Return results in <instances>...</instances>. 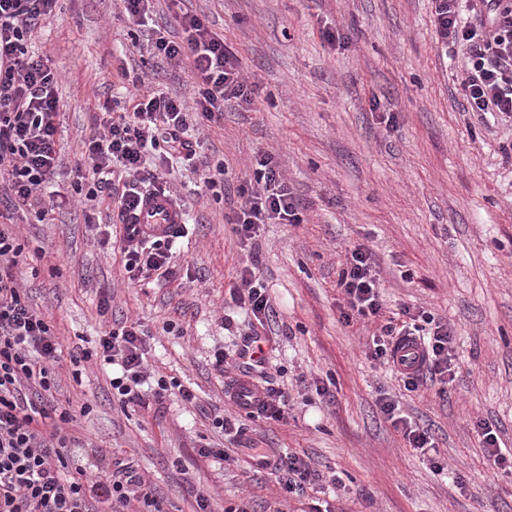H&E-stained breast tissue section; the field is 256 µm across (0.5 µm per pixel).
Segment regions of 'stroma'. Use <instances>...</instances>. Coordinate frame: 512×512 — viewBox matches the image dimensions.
I'll return each instance as SVG.
<instances>
[{
  "mask_svg": "<svg viewBox=\"0 0 512 512\" xmlns=\"http://www.w3.org/2000/svg\"><path fill=\"white\" fill-rule=\"evenodd\" d=\"M234 51L259 89L246 111L200 129L199 169L224 163L222 197L198 190L197 171L175 169L172 188L187 232L160 284L129 283L103 240L120 226L111 202L87 215L71 170L93 113L128 89L162 88L190 101L192 74L147 53L153 27L177 39L171 0H154L152 27L123 18L120 0H60L30 51L60 73L57 205L45 221H17L31 301L61 342L59 399L75 429L133 462L165 507L194 512L186 474L209 487L213 512L253 500L259 512H512V473L491 466L481 429L512 448V124L468 111L461 62L436 42L433 0H185ZM273 154L305 205L299 224H265L241 243L225 217L258 153ZM367 245L384 308L378 323L344 322L337 286L346 248ZM264 283L274 316L261 330L271 387L288 392L287 422L248 420L258 447L309 457L323 479L301 497L272 478L199 457L224 447L207 416L233 411L224 388L253 328L229 290L244 266ZM107 314H99L101 298ZM423 310L455 336L456 377L447 395L409 391L390 365L371 359L378 324ZM146 335L149 368L195 393L121 410L109 373L70 355L92 348L113 323ZM223 353L224 368L212 359ZM326 386L328 395L316 392ZM389 396L428 428L447 474H436L384 418ZM88 413H81V406Z\"/></svg>",
  "mask_w": 512,
  "mask_h": 512,
  "instance_id": "stroma-1",
  "label": "stroma"
}]
</instances>
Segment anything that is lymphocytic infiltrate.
<instances>
[{
  "instance_id": "obj_1",
  "label": "lymphocytic infiltrate",
  "mask_w": 512,
  "mask_h": 512,
  "mask_svg": "<svg viewBox=\"0 0 512 512\" xmlns=\"http://www.w3.org/2000/svg\"><path fill=\"white\" fill-rule=\"evenodd\" d=\"M434 28L439 43L460 47L465 57L461 85L470 111L495 112L512 120V0H471L473 16L459 18L458 0H435ZM58 0H0V196L5 212L27 211L46 219L54 203L46 191L58 171V71L28 49L32 32L56 16ZM180 40L153 38L155 56L188 63L196 122L224 121V103L254 107L257 88L245 77L238 58L228 51L197 14L180 11ZM197 143L189 134L181 100L152 89L136 98L131 111L94 115L84 139L75 186L85 187L86 208L98 206L112 187L115 172L127 174L113 206L125 224L112 242L132 280H145L165 267L171 241L139 236L126 218L136 202L151 192H167L166 166L195 165ZM252 175L238 187L239 203L228 217L241 242L251 241L259 225L302 223L304 205L271 153L255 156ZM13 225L0 224V512H165L155 489L129 463L113 459L109 449L84 442L69 429L75 416L55 398L54 367L62 350L53 323L34 309L19 283L25 257ZM338 286L345 304L344 322L377 319L383 309L372 252L365 245L348 248ZM235 305L251 320L265 324L272 309L266 290L250 269H242L230 291ZM422 344L423 369L404 374L407 390L431 382L448 386L455 378V349L446 324L427 312L410 314L402 325H382L372 335V358L389 364L398 337ZM99 354L117 367L110 385L121 409L162 400L178 393L192 402L193 392L175 378H148L145 340L132 325H117L98 339L97 351L72 356L79 361ZM213 428L241 444L242 453L268 470L283 494L304 495L318 475L295 453L259 448L244 438L242 424L216 415Z\"/></svg>"
}]
</instances>
